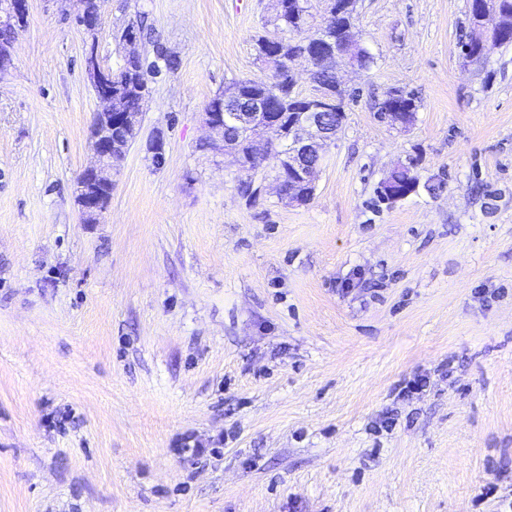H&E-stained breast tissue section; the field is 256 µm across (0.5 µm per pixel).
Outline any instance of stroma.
<instances>
[{"label": "stroma", "mask_w": 512, "mask_h": 512, "mask_svg": "<svg viewBox=\"0 0 512 512\" xmlns=\"http://www.w3.org/2000/svg\"><path fill=\"white\" fill-rule=\"evenodd\" d=\"M270 4L103 0L105 65L143 16L178 67L85 224V33L31 0L0 75V512H512V45L465 59L468 0H356L374 64L336 69L312 200L268 160L248 203L202 114L263 76ZM395 88L411 128L376 118ZM313 83L316 84L317 90L322 86L333 87L335 92L333 93L332 104L326 109L328 123L334 127V134L336 138V129L338 130L345 120V112L343 111L342 101L345 96L344 90H336L333 86V81H336V86L339 82L335 77V73L326 67L325 64L318 65L313 75Z\"/></svg>", "instance_id": "1"}]
</instances>
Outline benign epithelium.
Masks as SVG:
<instances>
[{
	"mask_svg": "<svg viewBox=\"0 0 512 512\" xmlns=\"http://www.w3.org/2000/svg\"><path fill=\"white\" fill-rule=\"evenodd\" d=\"M486 10L493 16V25L484 28L489 40L477 38L481 57H486L488 44H498L496 34L512 29V14L501 13L492 7V0H484ZM90 9H82L76 20L83 27L87 39L82 55L85 74L103 107L94 113L92 125V151L96 157L94 165L87 167L77 181V202L83 223L95 224L105 212L101 189L112 188V170L136 141L139 118L122 117V122H113L115 111L120 107L123 90L112 88L115 71L104 65L98 54V32L100 15L95 2ZM29 13V0H0V29L6 28L17 35ZM360 43L349 29H344L336 39V56L351 58ZM324 107L321 95L311 97L297 112L288 113V131H283L282 116L268 111L264 98L248 96L226 101L220 111L207 108L203 122L208 129L222 138L223 150L235 149L236 142L224 138V131L233 129L238 136L250 144L249 164L259 166L273 148L287 143V150L278 158L288 164L295 188L315 185L318 163L308 164L306 159L322 156L326 144L332 139V130L324 122Z\"/></svg>",
	"mask_w": 512,
	"mask_h": 512,
	"instance_id": "benign-epithelium-1",
	"label": "benign epithelium"
}]
</instances>
